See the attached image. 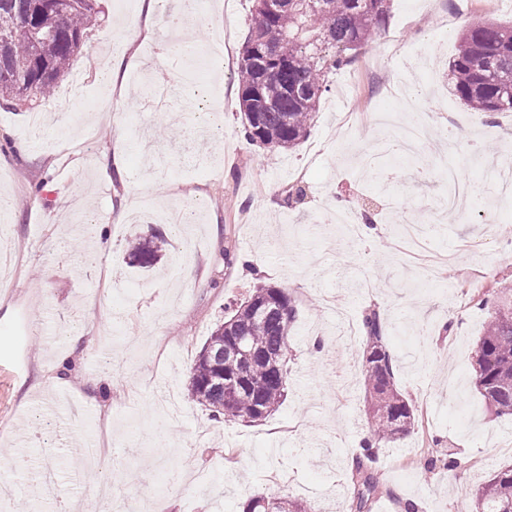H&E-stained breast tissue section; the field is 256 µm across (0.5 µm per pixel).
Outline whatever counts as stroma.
Masks as SVG:
<instances>
[{"mask_svg":"<svg viewBox=\"0 0 512 512\" xmlns=\"http://www.w3.org/2000/svg\"><path fill=\"white\" fill-rule=\"evenodd\" d=\"M88 52L54 95L0 109V138L28 143L0 156V247L12 260L0 281V512H56L36 478L45 459L58 471L57 495L85 512H240L251 496L290 499L314 512H349L352 460L371 432L360 352L363 336L339 339L324 305L342 297L355 322L369 310L387 321L396 382L416 423L395 447L380 450V484L367 512H472V497L495 468L512 465V418L486 407L473 383L472 356L488 309L470 301L479 286L512 280V255L494 234L512 233V209L448 216L432 212L447 183L421 180L412 162L385 174L366 164L390 135L372 116L388 87L442 82L465 29L512 23L498 0H392L384 32L330 73L329 90L306 139L268 159L242 134L236 74L251 26L253 0H209L208 31L184 37L174 52L166 32L177 0H162L156 34L127 44L120 31L139 24V0H99ZM445 54H432L438 41ZM124 84L101 80L111 62ZM119 111L118 122L109 112ZM420 157L435 168L480 178L489 164H512V112L497 117L455 96L424 102ZM423 111V112H424ZM458 120L467 139L449 150L434 114ZM480 153H470L469 137ZM126 151L123 173L103 168ZM302 187L303 201L286 191ZM276 197H269L270 188ZM145 193L154 207L190 208L185 226L113 223L120 199ZM340 208L371 213L376 238L349 252L322 215ZM159 231L167 243L155 269L124 260L133 235ZM112 242L97 262L87 253L99 234ZM198 244L184 281L181 253ZM260 255L266 272L227 265L225 251ZM259 285L287 289L295 310L289 385L280 407L256 423L213 418L186 391L189 369L225 306ZM332 340L313 347L311 325ZM84 342H75V334ZM119 454L129 483L114 470L92 474L80 451L93 440ZM454 459L453 468L442 465ZM110 483L117 500L101 498Z\"/></svg>","mask_w":512,"mask_h":512,"instance_id":"obj_1","label":"stroma"}]
</instances>
